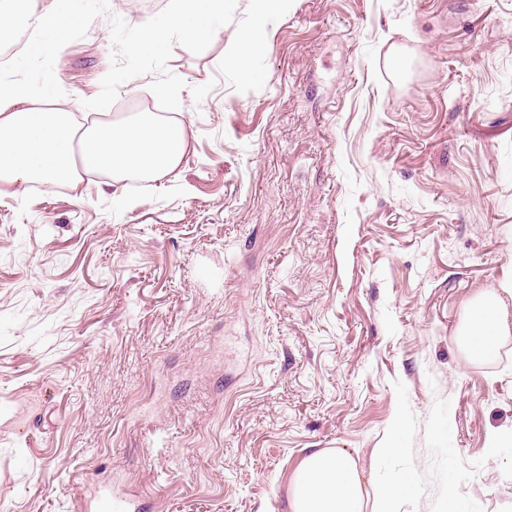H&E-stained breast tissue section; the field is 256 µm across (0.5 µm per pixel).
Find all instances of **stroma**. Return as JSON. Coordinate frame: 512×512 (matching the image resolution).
<instances>
[{"instance_id": "stroma-1", "label": "stroma", "mask_w": 512, "mask_h": 512, "mask_svg": "<svg viewBox=\"0 0 512 512\" xmlns=\"http://www.w3.org/2000/svg\"><path fill=\"white\" fill-rule=\"evenodd\" d=\"M166 4L65 45L59 107ZM255 12L173 49L178 170L0 186V512H289L314 448L411 479L393 512H512V337L458 340L512 276V0H291L246 76ZM265 1L273 5L266 13L274 9L279 0H258ZM265 5L258 6L255 19L249 25L244 27L238 37L237 49L231 64L237 67L243 73H251V61L254 56L255 45L258 40L265 39Z\"/></svg>"}]
</instances>
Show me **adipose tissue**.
Here are the masks:
<instances>
[{"label": "adipose tissue", "mask_w": 512, "mask_h": 512, "mask_svg": "<svg viewBox=\"0 0 512 512\" xmlns=\"http://www.w3.org/2000/svg\"><path fill=\"white\" fill-rule=\"evenodd\" d=\"M70 0H0V39L36 28L40 42L55 48ZM50 85L0 78V183L41 181L51 187L78 184L84 175L109 174L113 182L132 175L158 179L175 171L189 145L185 121L154 112L116 116L91 125L74 113L46 108ZM470 359L491 358L512 335V318L493 293L470 307L460 331ZM366 486L358 463L343 449L316 448L292 479L290 512H363Z\"/></svg>", "instance_id": "obj_1"}]
</instances>
